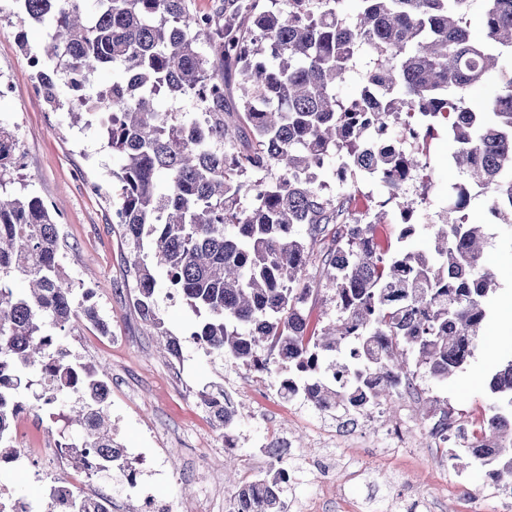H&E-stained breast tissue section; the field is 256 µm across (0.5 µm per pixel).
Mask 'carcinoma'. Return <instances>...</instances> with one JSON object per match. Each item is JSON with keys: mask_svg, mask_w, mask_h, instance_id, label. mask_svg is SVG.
Returning <instances> with one entry per match:
<instances>
[{"mask_svg": "<svg viewBox=\"0 0 512 512\" xmlns=\"http://www.w3.org/2000/svg\"><path fill=\"white\" fill-rule=\"evenodd\" d=\"M359 2L350 16L343 0H214L208 13L193 11L191 0H14L49 29L32 60L50 106L64 105L60 86L79 104L96 73L120 68L108 97L92 103L112 113L105 139L119 159L114 207L141 319L179 355L181 338L164 328L156 304L155 270H163L170 293L197 318L191 336L205 354L244 365L266 349L265 367L298 387L317 381L319 401L338 411L412 386L414 366L443 383L462 369L499 276L483 225L469 220L470 189L488 194L492 213L512 224V69L494 55L512 51V0H482L480 42L469 31L472 0ZM366 50L372 68L343 99L336 88ZM491 72L497 95L473 98ZM235 75L241 104L231 110ZM164 97L192 99L207 120L162 111ZM440 129L470 183L455 187L450 217L419 226L403 188L431 179L418 155ZM17 149L0 122V365L16 368L0 373V452L13 449L18 394L35 370L73 416V445L99 451L110 469L118 451L109 384L50 332L73 320L104 334L108 325L91 291L77 293L64 275L44 200L9 190ZM335 160L340 181H376L395 202L397 236L370 216L372 200L358 212L351 193L324 192L320 174ZM422 231L429 247L411 248ZM17 279L27 287L13 288ZM322 293L334 307L327 323L307 313ZM486 387L482 447L497 452L471 460L490 467L496 490L512 491V358ZM213 388L198 391L202 404L221 425L236 424L238 412L214 400ZM69 512L108 510L76 495Z\"/></svg>", "mask_w": 512, "mask_h": 512, "instance_id": "obj_1", "label": "carcinoma"}]
</instances>
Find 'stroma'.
I'll return each instance as SVG.
<instances>
[{
    "label": "stroma",
    "instance_id": "stroma-1",
    "mask_svg": "<svg viewBox=\"0 0 512 512\" xmlns=\"http://www.w3.org/2000/svg\"><path fill=\"white\" fill-rule=\"evenodd\" d=\"M47 40L45 27L17 13L13 0H0V82L9 87L0 96V121L15 130L21 155L14 189L35 193L48 203L58 220L69 279L78 286L97 287L95 302L109 324V335L80 320L67 324L62 336L74 353L109 377L108 412L120 419L123 445L156 447L166 454L169 477L149 476L145 483L167 512H226L242 470L265 468L293 471L294 479L283 491L288 512H303L308 504L315 512H348L355 503L361 504V512H500L501 498L486 497L471 506L458 498L459 483L485 490L489 476L472 466L443 467L426 442L415 406L427 407L438 399L475 417L484 415L485 377L512 357V348L500 339L503 327L512 325V282H498L473 354L454 381L421 376L419 397L393 395L391 402L401 406L416 447L389 448L392 422L384 410L371 414L367 431H347L336 444L321 445L316 425L323 417L314 408L259 391L238 365L207 356L185 337L194 316L180 296H169L163 282L157 294L160 315L166 328L182 335L183 357L173 359L160 349L156 329L133 307L135 281L124 264L128 246L112 222V191L117 186L113 172L119 163L91 115L72 114L65 106L52 108L32 92L36 79L27 61ZM454 151L447 133H439L428 158L430 185L407 187V199L421 203L417 223H440L451 187L464 181L453 163ZM468 214L489 238L490 265L511 262L512 247L505 244L503 227L480 189L471 191ZM209 384L224 386L241 414L235 427L241 446L232 471L225 467L224 428L209 417L197 396ZM273 426L284 444L272 456L265 443ZM62 427L56 419L37 430L30 461L0 469V485L29 500H45L49 486L68 476L67 469L52 465V443L61 438Z\"/></svg>",
    "mask_w": 512,
    "mask_h": 512
}]
</instances>
